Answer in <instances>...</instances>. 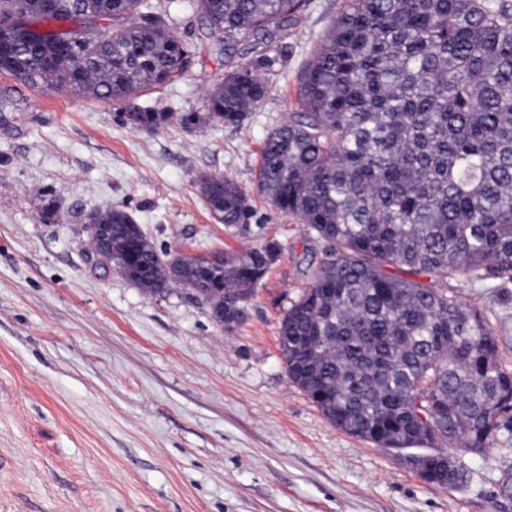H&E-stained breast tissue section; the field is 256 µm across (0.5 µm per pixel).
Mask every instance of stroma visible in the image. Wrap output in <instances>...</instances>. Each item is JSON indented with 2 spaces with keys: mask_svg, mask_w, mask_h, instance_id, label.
Returning a JSON list of instances; mask_svg holds the SVG:
<instances>
[{
  "mask_svg": "<svg viewBox=\"0 0 512 512\" xmlns=\"http://www.w3.org/2000/svg\"><path fill=\"white\" fill-rule=\"evenodd\" d=\"M153 2L190 54L180 79L138 100L170 112L164 126L136 128L111 103L0 72V512H512L500 468L512 432L461 456L463 483L441 487L402 451L336 428L288 378L280 320L325 244L259 191L260 150L341 0H306L271 46L230 57L192 0ZM261 52L272 87L241 125L181 124ZM202 174L242 187L245 224L213 220ZM115 206L161 251L274 240L280 256L243 320L222 326L178 285L150 296L90 260L83 219ZM439 285L481 313L512 367V287L462 274Z\"/></svg>",
  "mask_w": 512,
  "mask_h": 512,
  "instance_id": "stroma-1",
  "label": "stroma"
}]
</instances>
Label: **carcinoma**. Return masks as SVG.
<instances>
[{
    "instance_id": "obj_1",
    "label": "carcinoma",
    "mask_w": 512,
    "mask_h": 512,
    "mask_svg": "<svg viewBox=\"0 0 512 512\" xmlns=\"http://www.w3.org/2000/svg\"><path fill=\"white\" fill-rule=\"evenodd\" d=\"M305 0H194L230 55L240 39L271 44ZM0 69L30 85L125 107L154 129L172 113L140 107L174 83L187 52L152 0H0ZM260 54L224 74L207 111L184 125L239 126L266 96ZM195 187L212 218L246 222L248 195L224 176ZM258 187L328 243L311 283L284 312L288 378L342 431L383 448L427 447L433 470L453 448L479 453L512 431V369L481 314L438 279L512 284V0H342L297 79L295 111L261 147ZM88 242L151 296L171 283L219 325L280 255L269 241L196 255L157 250L127 211H94ZM426 275L422 281L419 276Z\"/></svg>"
}]
</instances>
